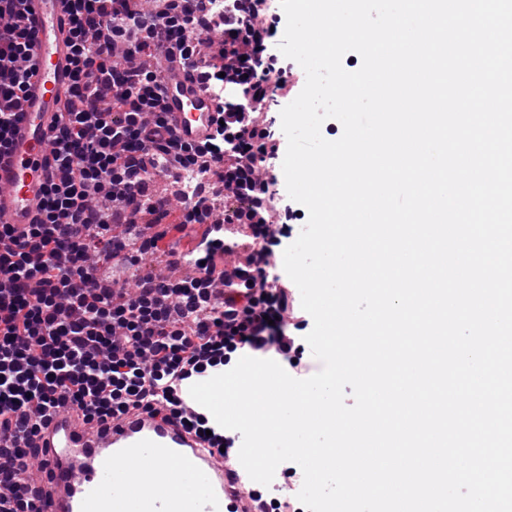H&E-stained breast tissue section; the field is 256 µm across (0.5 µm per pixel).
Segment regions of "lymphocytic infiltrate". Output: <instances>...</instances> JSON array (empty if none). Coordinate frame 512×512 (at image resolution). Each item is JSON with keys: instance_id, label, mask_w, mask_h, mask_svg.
<instances>
[{"instance_id": "1", "label": "lymphocytic infiltrate", "mask_w": 512, "mask_h": 512, "mask_svg": "<svg viewBox=\"0 0 512 512\" xmlns=\"http://www.w3.org/2000/svg\"><path fill=\"white\" fill-rule=\"evenodd\" d=\"M27 4L0 0V150L35 69ZM280 22L278 0H70L73 78L42 212L21 229L0 225V512H35L37 487L17 470L60 407L102 425L157 405L217 450L238 435L204 412L184 415L190 380L233 352L309 373L310 320L278 264L293 210L274 191L287 144L267 112L299 87L275 49ZM176 60L221 120L201 145L177 141L162 109L164 65ZM190 169L201 180L176 200L181 222L147 231L140 214L175 201L151 191L155 178ZM221 195L236 205L218 221ZM192 224L206 230L180 259L197 275L141 274L127 292V273Z\"/></svg>"}]
</instances>
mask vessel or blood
I'll use <instances>...</instances> for the list:
<instances>
[{"label": "vessel or blood", "instance_id": "b4317fda", "mask_svg": "<svg viewBox=\"0 0 512 512\" xmlns=\"http://www.w3.org/2000/svg\"><path fill=\"white\" fill-rule=\"evenodd\" d=\"M36 70L21 101L7 152L0 154V224L34 223L42 210L50 135L71 83L67 0H28ZM165 115L185 143L214 130L215 104L182 65L167 74ZM37 445L45 468L37 482L40 512H257L233 493L236 449L204 452L202 441L165 413L130 411L109 430L58 409ZM189 480L180 495L159 492L158 473Z\"/></svg>", "mask_w": 512, "mask_h": 512}]
</instances>
